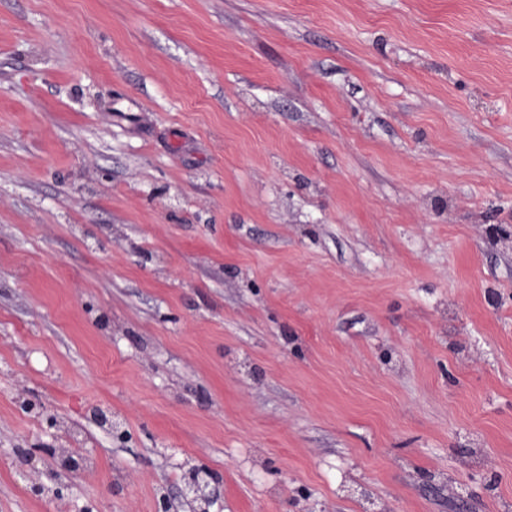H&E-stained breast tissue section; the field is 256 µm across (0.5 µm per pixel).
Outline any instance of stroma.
Segmentation results:
<instances>
[{"label": "stroma", "mask_w": 512, "mask_h": 512, "mask_svg": "<svg viewBox=\"0 0 512 512\" xmlns=\"http://www.w3.org/2000/svg\"><path fill=\"white\" fill-rule=\"evenodd\" d=\"M194 467L512 512V0H0V512Z\"/></svg>", "instance_id": "1"}]
</instances>
